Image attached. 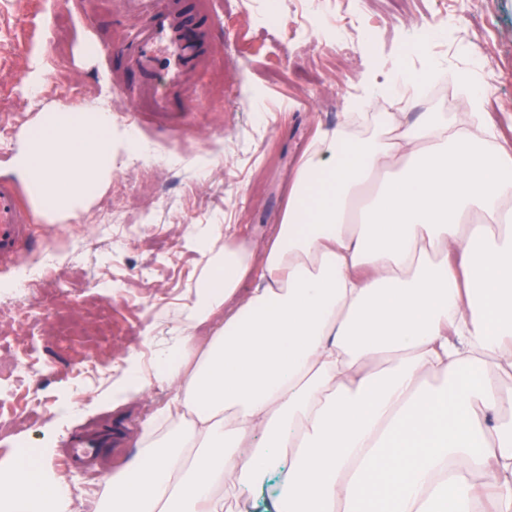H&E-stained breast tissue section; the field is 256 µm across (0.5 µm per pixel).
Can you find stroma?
<instances>
[{"label": "stroma", "mask_w": 512, "mask_h": 512, "mask_svg": "<svg viewBox=\"0 0 512 512\" xmlns=\"http://www.w3.org/2000/svg\"><path fill=\"white\" fill-rule=\"evenodd\" d=\"M204 9L213 53L192 79L184 114L134 128L156 159L116 169L78 219L50 224L34 215V249L0 267V284L8 283L39 266L47 249L57 252L65 294L46 290L0 306V360L23 356L24 322L32 317L40 322L38 354L49 365L0 404V467L15 469L23 456L65 477L69 512H99L100 502L81 500L82 483L118 473L168 397L158 383L119 399L112 391L132 373L128 354L149 369L154 326L174 328L186 317L204 272L187 225H231L236 242L261 251L317 131L338 126L365 76L385 82L398 62L418 72L431 58L450 74L470 68V50L481 45L492 71L482 109L499 124L512 119V0H375L369 11L359 0H328L306 15L299 0H204ZM340 21L351 37L371 43L369 55L337 51ZM141 22L122 0H0L1 177L12 178L13 157L42 109L103 107L118 123L130 122L117 90L137 78L108 50ZM424 23L431 38L422 54L412 45ZM90 40L102 46L92 57L83 53ZM118 199L134 225L120 253L112 250L111 226ZM80 313L85 334L58 336L56 317ZM95 354L104 357L101 378L82 381L78 368ZM92 429L103 438L96 456H72Z\"/></svg>", "instance_id": "stroma-1"}]
</instances>
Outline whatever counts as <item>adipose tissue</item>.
I'll return each instance as SVG.
<instances>
[{
  "instance_id": "ef3b65f1",
  "label": "adipose tissue",
  "mask_w": 512,
  "mask_h": 512,
  "mask_svg": "<svg viewBox=\"0 0 512 512\" xmlns=\"http://www.w3.org/2000/svg\"><path fill=\"white\" fill-rule=\"evenodd\" d=\"M394 68L357 105L386 139L323 133L262 255L188 225L207 268L191 323L162 342L171 392L107 512H224L270 472L274 512H512V144L459 78L462 118L398 113L440 71ZM93 108L46 109L14 171L49 221L85 212L117 165L149 157ZM248 294H241L242 285ZM63 481L0 479L10 512H60Z\"/></svg>"
}]
</instances>
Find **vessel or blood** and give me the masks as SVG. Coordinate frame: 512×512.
I'll list each match as a JSON object with an SVG mask.
<instances>
[{
	"instance_id": "vessel-or-blood-1",
	"label": "vessel or blood",
	"mask_w": 512,
	"mask_h": 512,
	"mask_svg": "<svg viewBox=\"0 0 512 512\" xmlns=\"http://www.w3.org/2000/svg\"><path fill=\"white\" fill-rule=\"evenodd\" d=\"M145 21L131 40L117 47L136 74L135 86L122 90L123 98L146 103L158 118H170L184 109L187 79L204 67L208 50L204 39L206 16L199 0H126ZM32 222L22 208L13 184L0 181V263L16 259L31 244Z\"/></svg>"
}]
</instances>
